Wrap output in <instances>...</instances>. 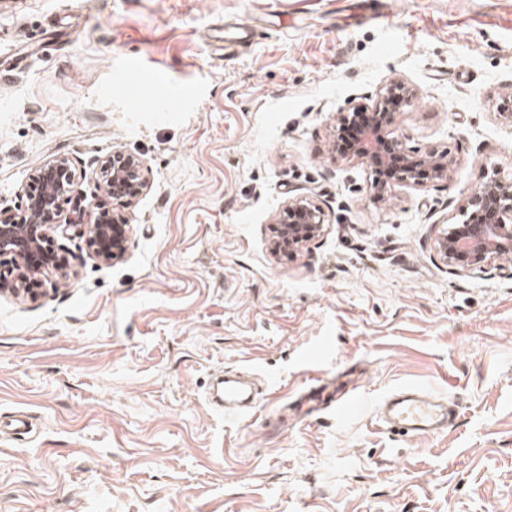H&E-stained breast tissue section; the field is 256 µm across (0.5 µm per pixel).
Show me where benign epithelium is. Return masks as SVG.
<instances>
[{"instance_id": "7a95c632", "label": "benign epithelium", "mask_w": 512, "mask_h": 512, "mask_svg": "<svg viewBox=\"0 0 512 512\" xmlns=\"http://www.w3.org/2000/svg\"><path fill=\"white\" fill-rule=\"evenodd\" d=\"M412 90L402 81L382 86L373 103L358 107L365 115V126L347 158L383 174L373 184L377 195L385 196L399 184L423 187L432 181L452 176L454 160L446 153L412 151L400 141L385 138L394 123L395 104L410 103ZM95 178L104 181L112 199L134 205L148 188L144 161L120 148L94 160ZM77 173L69 160L51 157L31 174L38 190L26 186L20 202L0 208V256L14 260L12 273L0 276V294L35 295L43 277L64 265L58 251H49L44 243L51 239L56 199L77 190ZM462 220L441 229L436 249L443 261L458 272L480 270L485 263L512 253V182L493 180L476 188L459 209ZM277 237L271 242L275 255L298 254L304 245L324 231L325 214L307 195L288 198L282 213L275 218ZM131 225L96 214L88 227L86 245L94 257L106 265L127 258Z\"/></svg>"}]
</instances>
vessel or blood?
<instances>
[{"mask_svg": "<svg viewBox=\"0 0 512 512\" xmlns=\"http://www.w3.org/2000/svg\"><path fill=\"white\" fill-rule=\"evenodd\" d=\"M256 33L247 23H240L224 35L225 49L250 44ZM260 400L240 376L227 373L215 378L210 386L209 401L221 409L243 412ZM380 414L387 431L402 436L435 435L453 428L458 417L455 403L428 389L405 384L397 388L381 405Z\"/></svg>", "mask_w": 512, "mask_h": 512, "instance_id": "1", "label": "vessel or blood"}]
</instances>
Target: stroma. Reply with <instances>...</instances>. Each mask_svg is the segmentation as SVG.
I'll return each instance as SVG.
<instances>
[{
  "label": "stroma",
  "mask_w": 512,
  "mask_h": 512,
  "mask_svg": "<svg viewBox=\"0 0 512 512\" xmlns=\"http://www.w3.org/2000/svg\"><path fill=\"white\" fill-rule=\"evenodd\" d=\"M0 0V204L63 155L76 204L131 225L109 266L75 225L37 299L0 294V512H512V257L465 274L435 250L473 189L512 180V0ZM255 26L238 57L225 24ZM415 93L388 137L455 160L377 197L335 150L336 115ZM139 155L135 206L88 174ZM323 234L273 255L289 196ZM262 393L236 417L211 374ZM358 387L336 413L326 382ZM416 382L456 401L447 434L404 440L376 404Z\"/></svg>",
  "instance_id": "stroma-1"
}]
</instances>
